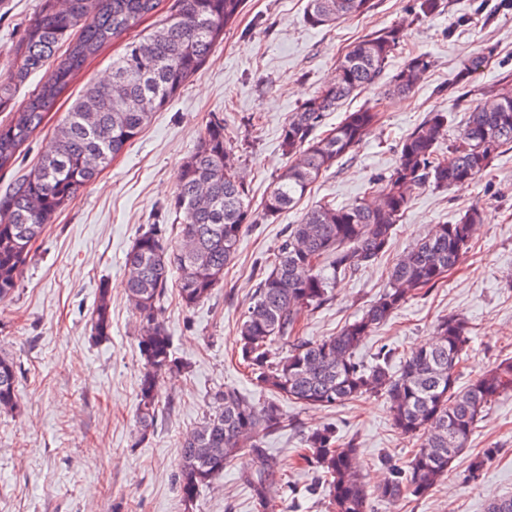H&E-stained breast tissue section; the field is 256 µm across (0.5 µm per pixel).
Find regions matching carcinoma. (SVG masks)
<instances>
[{"mask_svg":"<svg viewBox=\"0 0 512 512\" xmlns=\"http://www.w3.org/2000/svg\"><path fill=\"white\" fill-rule=\"evenodd\" d=\"M41 0L38 13L10 49L13 63L0 76V172L43 128L47 114L72 76L112 40L153 15L161 0ZM244 0H173L166 22L126 45L112 61V81L91 83L53 129L55 150L0 194V299L14 294L32 244L45 226L112 159L137 138L152 113L178 94L210 59L224 32L239 16ZM373 8L372 0H308L305 20L328 26ZM401 32L385 28L358 41L338 61L336 81L323 85L281 130L288 159L264 200L266 218L292 210L311 185L338 159L351 153L379 120L363 107L345 114L326 134L318 133L326 113L355 92L377 83L398 48ZM430 61L407 58L392 76L393 90L411 91ZM47 69L44 81L21 106L15 95L30 76ZM448 135V113L432 112L401 141L389 175L370 182L368 197L336 207L318 205L277 247L270 270L258 283L242 314L236 346L271 398L253 402L226 388L215 394L218 410L200 420L180 443L178 484L189 510L200 488L224 474L241 454L250 457L247 483L269 509L268 485L278 471L266 440L292 424L279 401L309 408H332L350 400L386 401L393 425L415 440L406 465L383 460L388 476L373 490L361 480L359 451L336 427L318 426L303 434L304 459L324 487L328 512H371L370 500L423 498L446 475L467 447L488 407L512 390V360L458 386L462 353L469 344L466 320L450 315L435 327V339L408 356L393 372L391 352L382 350L368 366L356 351L411 297L437 286L467 252L480 221L476 208L454 224H439L394 263L390 286L336 335L309 339L298 334L305 316L329 299L334 280L373 264L391 244L395 226L415 190L448 188L472 181L492 160L512 149V90H490L467 112L460 135L439 152ZM238 157L225 133L224 118L206 124L195 149L180 163L168 213L170 223L150 224L125 256L126 295L138 314V348L143 359L138 424L146 434L159 412L160 378L178 367L171 336L159 318L169 277L178 273V297L187 308L208 299L224 280L243 229L256 223L248 190L237 175ZM96 337L111 328L109 290H99L91 314ZM18 407L16 366L0 357V411Z\"/></svg>","mask_w":512,"mask_h":512,"instance_id":"1","label":"carcinoma"}]
</instances>
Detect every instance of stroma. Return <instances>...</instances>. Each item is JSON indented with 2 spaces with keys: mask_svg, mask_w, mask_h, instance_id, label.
I'll return each mask as SVG.
<instances>
[{
  "mask_svg": "<svg viewBox=\"0 0 512 512\" xmlns=\"http://www.w3.org/2000/svg\"><path fill=\"white\" fill-rule=\"evenodd\" d=\"M370 12L313 28L304 21L307 0H246L238 20L210 61L175 95L135 141L85 186L33 244L19 288L0 301V354L13 358L19 406L0 412V512H184L177 484L180 443L216 407V392L233 388L258 401L235 349L240 316L260 273L267 269L288 225L323 203L339 206L362 197L370 179L387 175L402 137L429 113L448 115L456 137L464 115L484 94L512 82V8L502 0H442L419 19L415 0H374ZM40 0H12L0 15V75L9 50L39 9ZM143 20L128 37L106 45L77 72L58 107L67 111L88 83L110 77L112 60L127 39L151 29ZM403 38L382 78L345 103L343 111L374 107L379 121L366 141L321 176L295 209L276 218L262 204L287 159L281 129L292 112L335 76L336 64L359 40L389 27ZM489 54L472 81L459 83L464 63ZM431 65L415 89L394 92L390 80L407 57ZM343 111L328 113L334 127ZM223 117L239 158L238 169L259 218L247 225L224 281L194 308H185L169 286L159 309L181 371L160 382L157 422L147 433L136 424L143 360L138 322L129 305L124 255L148 225L163 221L182 159L205 124ZM478 208L467 254L434 288L412 297L358 350L372 364L380 347L394 352L392 367L433 336L451 314L469 322L471 342L460 367L461 383L512 357V149L494 158L475 180L449 189L417 190L396 227L390 250L373 265L339 279L329 300L304 322L310 338L336 335L389 286L396 260L438 224H452ZM111 293L109 336L92 333L89 313L100 288ZM292 419L266 448L279 462L270 497L284 512H325L324 492L298 457L303 434L325 423L354 440L367 485L378 484L380 461L407 462L412 440L393 426L377 397L333 408L283 402ZM494 449L478 480L465 481L471 461ZM248 456L229 463L204 487L195 512H261L244 479ZM512 495V392L489 407L468 448L424 499L375 502L376 512H486L490 499Z\"/></svg>",
  "mask_w": 512,
  "mask_h": 512,
  "instance_id": "1",
  "label": "stroma"
}]
</instances>
